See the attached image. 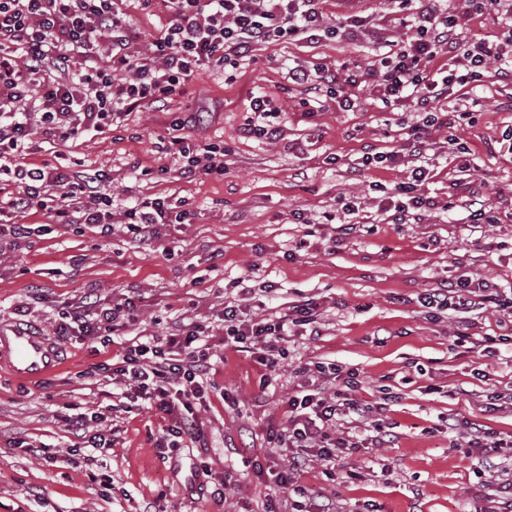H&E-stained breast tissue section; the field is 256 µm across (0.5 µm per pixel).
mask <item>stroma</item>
Returning <instances> with one entry per match:
<instances>
[{
  "instance_id": "obj_1",
  "label": "stroma",
  "mask_w": 512,
  "mask_h": 512,
  "mask_svg": "<svg viewBox=\"0 0 512 512\" xmlns=\"http://www.w3.org/2000/svg\"><path fill=\"white\" fill-rule=\"evenodd\" d=\"M370 26L355 41H297L257 47L232 76L206 68L165 107L144 105L110 132L79 145L36 133L31 162L64 151L72 173L100 172L117 202L174 194L195 213L190 224H161L152 245L125 226L110 232L83 225L42 232L28 212V237L0 236V320L20 319L53 334L63 312L86 295L112 304L132 299L134 319L113 339L76 336L64 360L37 381L0 370V512H264L287 451L270 447V427H284L282 401L303 382L300 368L321 362L355 370L359 399L381 404L390 443L340 455L332 475L310 462L301 482L316 503L335 512H471L495 480L447 433L465 418L506 443L499 460L512 469V404L486 409L491 393L512 397V317L477 309L459 319H433L420 303L449 277L512 286V154L493 151L512 131V80L490 66L481 81L456 88L470 119L432 131L430 175L423 191L434 209L418 224H390L377 209L376 185L394 186L401 168L362 170L367 151L390 152L417 120L409 103L378 98L370 74L376 43H402L409 31L390 0H363ZM326 65L352 75L356 108L289 84L293 67ZM281 110L282 131L269 142L244 127L252 96ZM198 120L183 131L194 144L225 149L222 176L189 182L175 156L160 149L175 118ZM471 150L460 171L449 136ZM487 199L495 223L474 245L473 202ZM359 202L344 215L342 200ZM370 222L369 234L340 232L344 222ZM314 300L320 333L294 327L284 367L263 390L252 352L224 349L206 337L213 389L198 417L203 448H156L164 420L145 406L118 408L124 385L90 374L92 365L133 341L164 337L190 323L217 326L226 303L261 317ZM474 338H499L487 377L474 376L477 353L454 345L456 321ZM108 411L105 450L68 432L66 417ZM41 447V455L28 445ZM262 477H242L244 461ZM234 480L223 496L213 490Z\"/></svg>"
}]
</instances>
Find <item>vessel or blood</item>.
<instances>
[{"label":"vessel or blood","mask_w":512,"mask_h":512,"mask_svg":"<svg viewBox=\"0 0 512 512\" xmlns=\"http://www.w3.org/2000/svg\"><path fill=\"white\" fill-rule=\"evenodd\" d=\"M58 343L37 326L0 321V366H8L22 380H38L61 364Z\"/></svg>","instance_id":"1"}]
</instances>
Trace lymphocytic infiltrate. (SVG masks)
Listing matches in <instances>:
<instances>
[{"mask_svg":"<svg viewBox=\"0 0 512 512\" xmlns=\"http://www.w3.org/2000/svg\"><path fill=\"white\" fill-rule=\"evenodd\" d=\"M119 2L0 0V174L7 175L14 187L13 192L0 194V215L35 210L59 227L88 224L110 230L117 216L112 212L110 185L96 173L74 179L61 153L51 161L31 162L35 131L63 144L82 142L90 134L105 133L143 104L172 99L203 67H237L251 59L260 45L352 40L369 23L368 16L351 9L339 26H327L323 0H139L146 13L164 3L170 17L151 44L153 61L148 64L132 52L137 32ZM391 2L409 24L411 36L398 50L376 54L371 74L383 104L409 101L421 122L409 129L400 150L369 153L365 160L407 166V178L394 191L384 193L378 207L392 223L415 224L434 206L431 197L419 191L429 174L425 165L429 135L452 127L454 119L468 114L463 107L451 116L441 112L442 99L452 95L455 87L479 80L489 61L512 65V39L493 43L462 36L448 0ZM288 81L314 94L336 96L341 107L354 105L347 90L349 80L338 71L293 68ZM31 94L44 101V110L35 120L18 109ZM168 149L185 160V177L204 179L224 173L220 147L196 148L178 134ZM118 217L133 239L146 245L157 225L188 224L193 213L185 199L170 194L142 199ZM420 303L435 313L489 307L500 312L512 307V293L456 278L423 294ZM121 310L118 304L81 299L56 333L114 335L121 326ZM312 311V304L306 303L283 315L245 319L239 306L225 305L224 346L253 350L259 365L275 369L286 355L292 327L314 324ZM202 334V326L192 323L170 336L129 347L115 363L96 366L125 385L132 402L166 416L158 447L178 448L205 439L191 413L194 404L207 401L211 358L198 345ZM337 379L343 383L342 390L330 391L329 382ZM357 388L355 371L318 363L313 381L286 398L285 427L269 431L270 443L292 451L275 476L278 489L304 496L299 477L310 458L327 463L338 453L361 447V440L336 428L338 421L361 422L373 412L372 404L356 398Z\"/></svg>","mask_w":512,"mask_h":512,"instance_id":"lymphocytic-infiltrate-1","label":"lymphocytic infiltrate"}]
</instances>
